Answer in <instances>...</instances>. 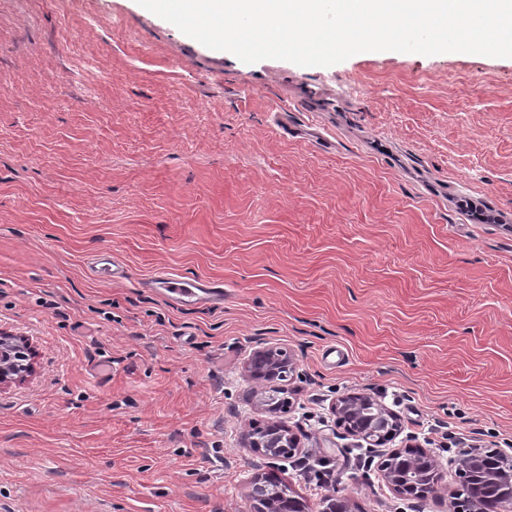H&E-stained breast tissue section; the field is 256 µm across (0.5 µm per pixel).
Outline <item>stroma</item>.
Segmentation results:
<instances>
[{
    "label": "stroma",
    "instance_id": "1",
    "mask_svg": "<svg viewBox=\"0 0 512 512\" xmlns=\"http://www.w3.org/2000/svg\"><path fill=\"white\" fill-rule=\"evenodd\" d=\"M0 330L34 350L0 386V512H251L268 472L321 512L317 460L352 512H453L465 452L512 456V58L246 64L136 0H0ZM265 346L295 362L291 458L242 446ZM352 392L429 443L440 497L386 484ZM108 261L100 260L95 263L96 265L92 269L95 278L107 282H119L128 278V270L124 265L116 262L113 258L112 261ZM181 304L224 305V283L201 276L158 274L143 282ZM372 404L374 405L379 413V418L381 419L382 425L386 427L388 433L387 438H389L388 441L384 442L383 444H376L377 441L370 440L369 438H366L365 432L361 430H355V429H347L348 436H351L359 441V444H357V447L362 448L363 443H366V448H377L382 447L387 444V442L392 441L396 438V436L399 434V426H398V420L397 416L389 411L385 405H383L381 402H379L377 399H375L373 396L367 393H348L346 395L341 396L335 406L334 411L338 415L339 424H342V420L344 416L348 412H355L357 411L361 406Z\"/></svg>",
    "mask_w": 512,
    "mask_h": 512
}]
</instances>
